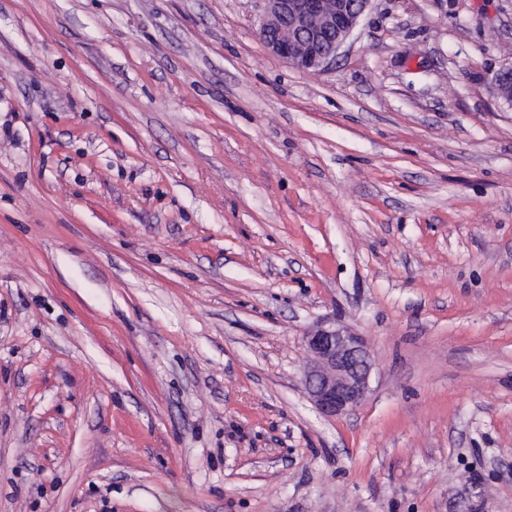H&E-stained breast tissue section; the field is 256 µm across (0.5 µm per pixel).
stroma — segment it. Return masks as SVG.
Instances as JSON below:
<instances>
[{
  "label": "stroma",
  "instance_id": "1",
  "mask_svg": "<svg viewBox=\"0 0 512 512\" xmlns=\"http://www.w3.org/2000/svg\"><path fill=\"white\" fill-rule=\"evenodd\" d=\"M259 11L0 0V512H512V0ZM372 0H258V34L268 52L301 70L328 65ZM311 357L303 369L305 392L325 417L355 410L369 392L372 370L362 336L336 323L321 325L304 337Z\"/></svg>",
  "mask_w": 512,
  "mask_h": 512
}]
</instances>
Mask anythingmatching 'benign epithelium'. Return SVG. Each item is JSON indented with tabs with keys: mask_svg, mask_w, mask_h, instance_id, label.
I'll use <instances>...</instances> for the list:
<instances>
[{
	"mask_svg": "<svg viewBox=\"0 0 512 512\" xmlns=\"http://www.w3.org/2000/svg\"><path fill=\"white\" fill-rule=\"evenodd\" d=\"M258 34L268 52L301 70L328 65L357 27L371 0H258ZM497 98L512 105V66L493 77ZM311 357L303 369L305 392L325 417L355 410L369 392L372 370L363 337L336 323L304 336Z\"/></svg>",
	"mask_w": 512,
	"mask_h": 512,
	"instance_id": "7a95c632",
	"label": "benign epithelium"
}]
</instances>
